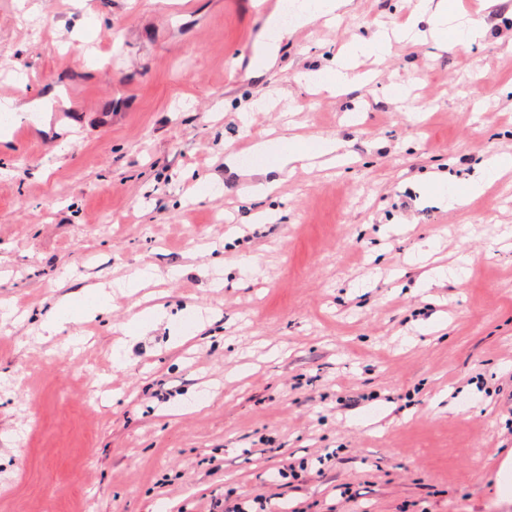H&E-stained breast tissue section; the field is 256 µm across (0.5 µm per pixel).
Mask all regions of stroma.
<instances>
[{"label": "stroma", "mask_w": 512, "mask_h": 512, "mask_svg": "<svg viewBox=\"0 0 512 512\" xmlns=\"http://www.w3.org/2000/svg\"><path fill=\"white\" fill-rule=\"evenodd\" d=\"M415 2L350 0L255 77L245 0H0V90L29 106L0 112V301L23 313L0 319V512H70L75 489L85 512H228L241 495L512 512V180L456 210L423 182L512 153V11L461 0L483 38L393 45L341 97L295 81ZM272 84L283 96L243 124ZM289 117L354 162L240 199L271 160L247 146ZM206 178L223 195L195 198ZM146 266L168 316L145 335L138 293L38 338L67 295ZM288 457L308 468L281 486Z\"/></svg>", "instance_id": "1"}]
</instances>
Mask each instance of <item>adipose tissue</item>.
<instances>
[{"instance_id":"adipose-tissue-1","label":"adipose tissue","mask_w":512,"mask_h":512,"mask_svg":"<svg viewBox=\"0 0 512 512\" xmlns=\"http://www.w3.org/2000/svg\"><path fill=\"white\" fill-rule=\"evenodd\" d=\"M484 25L479 19L459 21L456 6L452 0H417L409 21L394 32L378 30L368 37L348 43L337 53L331 65L309 67L300 71L296 80L308 88L330 93L346 90L362 82V75L354 70L353 60L360 56L384 58L391 50L392 41L409 46L417 45L424 34H431L440 45L450 43L462 45L482 36ZM256 154L272 153L273 159L266 170L271 177L256 187L257 192L270 193L277 189L283 178L296 170H325L346 164L351 156L347 142L338 138L322 139L317 148L307 147L304 139L282 128L274 139H261L252 144ZM512 172V154H496L485 160L479 179L457 183L447 174L432 172L427 184L433 199L448 209L465 205L469 199L484 193L485 189ZM112 302L111 291L105 287L92 288L81 297H68L66 302L42 323L43 331L55 335L70 321L74 306H82L84 315L98 316L109 312Z\"/></svg>"}]
</instances>
